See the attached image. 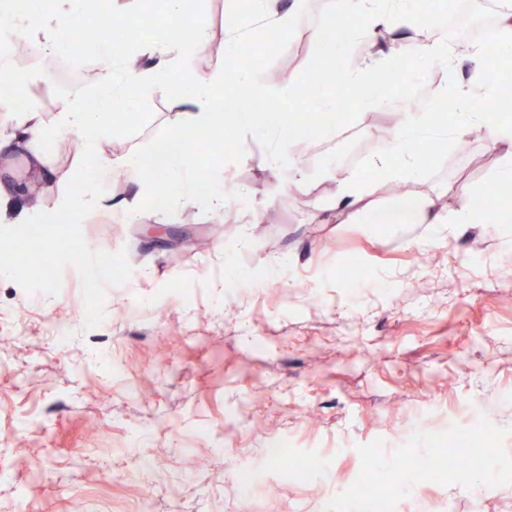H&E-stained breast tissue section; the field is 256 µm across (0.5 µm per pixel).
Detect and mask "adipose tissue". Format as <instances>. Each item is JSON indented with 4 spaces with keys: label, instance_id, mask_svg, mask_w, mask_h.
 Masks as SVG:
<instances>
[{
    "label": "adipose tissue",
    "instance_id": "obj_1",
    "mask_svg": "<svg viewBox=\"0 0 512 512\" xmlns=\"http://www.w3.org/2000/svg\"><path fill=\"white\" fill-rule=\"evenodd\" d=\"M385 0H330V15L335 19L358 18L360 34L364 39H374L382 28L387 27L396 17L395 11L384 5ZM88 14L86 0H54L49 13L28 11L25 0H0V21L11 23L17 40L37 45L44 56H54L70 44L73 30L83 28ZM209 38L205 25H197L190 39L173 44L166 40L148 44L140 50L119 53L114 49L115 36H108L97 44L100 58L97 73V106L88 108L85 101L72 98L62 103L54 125H47L40 112H12L10 98L2 96L5 87H25L27 80L19 75L12 62L0 57V110L8 112L11 131L0 135V151L12 152L24 149L31 168L38 172L51 169L49 146L62 133L77 134L84 153L97 162L96 169L102 176L124 173L133 183L142 182L145 162L138 155L110 157L103 149L109 138L112 122L116 117L134 111L140 91L149 86L166 94L177 114L168 130L167 137L173 142L185 141L189 131L208 132L219 135L224 130H233L240 140H247L252 129L271 127L274 137L273 166L281 163L291 154L293 129L291 124L282 122L277 112H241L235 109L234 99L218 96L228 80V68L224 60H216L210 69L201 75L186 71L188 58L203 48ZM512 42V0L502 8L497 27L486 42L474 47L469 54L471 71L467 78L453 80L443 91L454 111L462 121L453 128L439 127L434 113H404L396 127V135L390 149L379 152L372 161L378 173L377 181L364 183L359 174L345 172L334 180L335 202L339 210L349 216H357L359 204L367 192H378L388 184H409L417 173V160L409 152V144L421 133L439 131L440 135L450 133L464 135L472 130H483L489 137L501 142L504 151L498 178L512 182V132L492 121L488 112L473 108L472 103L481 96H490L495 82L488 74L489 56ZM66 172H55L44 187L45 192L55 193L54 187L66 180ZM224 170L220 167L209 169L206 178H199L186 157L181 154L165 160L152 184V193L162 196L163 202L156 207L158 218L186 208L217 213L224 209ZM56 195L53 210L39 212L38 202L20 207L16 201L12 184L0 180V222L13 226H29L38 222L43 228L62 225L73 226L79 216L89 209H111L127 216L129 222H137L142 202L140 198L115 200L96 190H88L75 197L68 194ZM384 224H471L475 215L470 205L464 204L439 214L429 199L416 200L408 214L399 209L380 213Z\"/></svg>",
    "mask_w": 512,
    "mask_h": 512
}]
</instances>
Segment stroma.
<instances>
[{"label":"stroma","mask_w":512,"mask_h":512,"mask_svg":"<svg viewBox=\"0 0 512 512\" xmlns=\"http://www.w3.org/2000/svg\"><path fill=\"white\" fill-rule=\"evenodd\" d=\"M156 31L172 16L165 0ZM309 16L265 73L297 77L310 60ZM227 0H188L175 18L206 22L208 45L190 60L206 72L224 57ZM37 76L16 105L53 121L60 103L93 100L95 69L69 54L17 65ZM469 72L410 55L389 111L292 148L310 178L269 169L261 135L194 149L190 162L224 165L232 224L187 208L158 223L109 210L87 213L57 250L31 254L50 281L0 278V512H512V223L357 224L337 214L322 172L349 167L365 182L408 87L437 98ZM175 119L169 99L143 90L116 118L106 154H148ZM412 183L441 209L474 202L497 184L503 150L489 136L442 143ZM190 228L177 248L165 228ZM210 237V247L197 240ZM360 272L351 276L349 264ZM95 284L93 304L80 290ZM470 427L471 470L418 463ZM314 462L308 482L270 459L272 439ZM399 465L408 481L384 508L356 487ZM260 473L251 489L239 470Z\"/></svg>","instance_id":"stroma-1"}]
</instances>
